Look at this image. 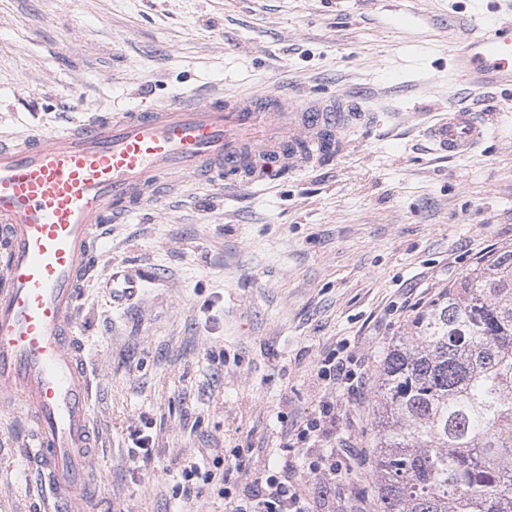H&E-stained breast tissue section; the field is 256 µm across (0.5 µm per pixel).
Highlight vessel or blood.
I'll return each instance as SVG.
<instances>
[{"mask_svg":"<svg viewBox=\"0 0 512 512\" xmlns=\"http://www.w3.org/2000/svg\"><path fill=\"white\" fill-rule=\"evenodd\" d=\"M453 73L480 88L512 85V24L469 39ZM372 113L351 95L181 93L150 108L0 134V397L30 423L24 455L48 489L47 512H79L93 471L92 380L78 328L101 261L97 232L159 198L178 178L262 186L336 156L349 125ZM487 113L449 108L434 149L468 155Z\"/></svg>","mask_w":512,"mask_h":512,"instance_id":"vessel-or-blood-1","label":"vessel or blood"}]
</instances>
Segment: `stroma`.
Segmentation results:
<instances>
[{"instance_id": "obj_1", "label": "stroma", "mask_w": 512, "mask_h": 512, "mask_svg": "<svg viewBox=\"0 0 512 512\" xmlns=\"http://www.w3.org/2000/svg\"><path fill=\"white\" fill-rule=\"evenodd\" d=\"M512 0H0V130L61 126L204 85L353 93L378 116L334 162L253 190L178 187L99 229L100 276L80 328L98 384V480L87 512H224L286 436L334 406L320 445L335 481L292 478L312 512H371L368 442L382 353L482 254L512 249V86L473 90L448 54ZM455 104L494 119L464 157L424 126ZM139 282L114 302L112 269ZM343 358L357 386L319 363ZM149 426L146 466L128 456ZM25 431L0 412V512H41ZM220 448L200 497L176 494L186 459Z\"/></svg>"}]
</instances>
